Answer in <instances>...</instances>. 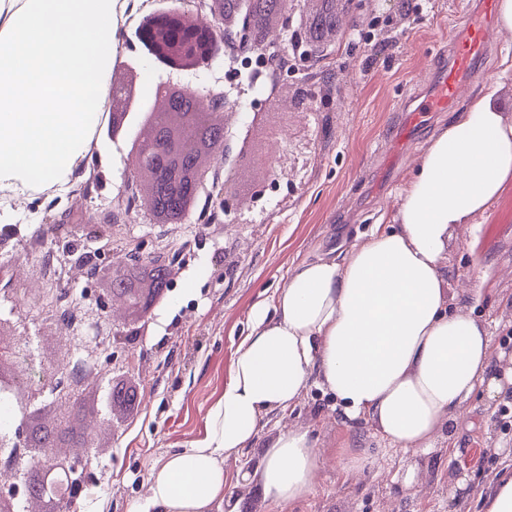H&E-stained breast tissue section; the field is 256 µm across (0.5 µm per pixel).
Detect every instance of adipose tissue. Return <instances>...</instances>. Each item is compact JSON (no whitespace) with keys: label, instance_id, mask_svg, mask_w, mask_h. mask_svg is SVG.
Listing matches in <instances>:
<instances>
[{"label":"adipose tissue","instance_id":"ef3b65f1","mask_svg":"<svg viewBox=\"0 0 512 512\" xmlns=\"http://www.w3.org/2000/svg\"><path fill=\"white\" fill-rule=\"evenodd\" d=\"M118 0H0V189L66 184L119 62ZM491 84L433 136L386 226L290 270L273 304L251 309L223 393L202 438L151 468L129 512H223L225 468L258 438L269 413L292 410L310 384L331 393L340 422L373 423L395 448L429 452L476 394L512 388V356L494 354L475 313L485 277L461 300L444 286L455 225H472L512 189V116ZM316 441L291 426L253 478L273 512L314 490Z\"/></svg>","mask_w":512,"mask_h":512}]
</instances>
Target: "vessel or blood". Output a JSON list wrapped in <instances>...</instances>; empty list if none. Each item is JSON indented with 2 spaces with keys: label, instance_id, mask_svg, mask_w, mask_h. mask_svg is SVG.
I'll return each mask as SVG.
<instances>
[{
  "label": "vessel or blood",
  "instance_id": "b4317fda",
  "mask_svg": "<svg viewBox=\"0 0 512 512\" xmlns=\"http://www.w3.org/2000/svg\"><path fill=\"white\" fill-rule=\"evenodd\" d=\"M493 19L494 0H479L460 34L453 38L447 63L435 69L430 92L410 104L409 109L416 118L455 107L461 90L472 81L479 62L489 50Z\"/></svg>",
  "mask_w": 512,
  "mask_h": 512
}]
</instances>
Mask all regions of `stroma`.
<instances>
[{
	"instance_id": "stroma-1",
	"label": "stroma",
	"mask_w": 512,
	"mask_h": 512,
	"mask_svg": "<svg viewBox=\"0 0 512 512\" xmlns=\"http://www.w3.org/2000/svg\"><path fill=\"white\" fill-rule=\"evenodd\" d=\"M474 0H359L349 21L369 33L357 45L329 38L319 56L276 73L277 94L247 82L249 68L216 60L208 71L170 74L139 62V96L152 102L163 84L229 91L237 112L234 127L250 115L282 108L288 138L274 147L287 155L276 165L277 187L258 202L242 205L236 223H226L207 199L182 224H158L139 209L127 186V148L106 134L99 120L81 167L66 185L16 193L0 191L8 205L0 223V316H14L18 334L30 337L39 360L55 359L64 319L95 310L96 295L109 280L104 268L138 248L163 254L172 271L168 304L151 312L140 333L104 344L96 361L103 382L132 387L134 405L114 407L108 425L93 440L75 432L77 454L87 460L92 484L81 512H128L145 493L151 466L167 453L203 436L210 407L229 378L234 353L248 334L250 311L272 302L292 266L344 249L391 214L400 191L450 113H431L414 125L406 102L425 85ZM494 49L478 68L470 99L497 80L512 34L496 32ZM317 91L306 112L293 94ZM103 223L102 237L82 231L87 218ZM483 230L456 225L448 241L446 283L450 294L490 268L485 301L477 313L492 332L494 349L512 351V190L479 216ZM96 255L98 269L60 265L63 247ZM67 293L69 309L33 308L13 299L10 285ZM335 400L311 385L291 412L264 421L256 442L229 461L230 472H254L270 439L284 428H310L319 453L316 489L293 512H482V495L499 474L512 472V396L490 402L473 398L467 414L444 430L428 453L387 448L371 425L347 429L336 420ZM363 451L368 465L343 474L336 459L343 448ZM418 480L405 484L408 472Z\"/></svg>"
}]
</instances>
